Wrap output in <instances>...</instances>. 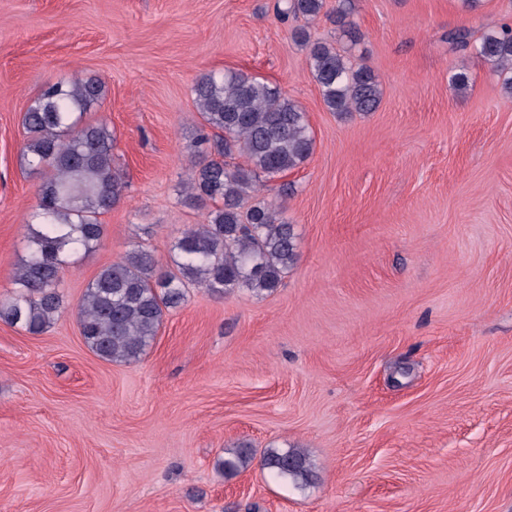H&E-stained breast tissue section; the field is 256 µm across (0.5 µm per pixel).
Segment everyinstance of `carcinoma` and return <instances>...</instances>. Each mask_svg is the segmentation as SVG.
<instances>
[{
  "label": "carcinoma",
  "instance_id": "cac0c4a2",
  "mask_svg": "<svg viewBox=\"0 0 512 512\" xmlns=\"http://www.w3.org/2000/svg\"><path fill=\"white\" fill-rule=\"evenodd\" d=\"M323 7L324 0H281L278 14L313 20ZM294 39L309 46L311 71L329 111L378 108L383 91L370 68L354 66L330 43H308L302 31L294 32ZM448 44L490 63L502 88L512 93V24L475 41L469 30L455 29L448 32ZM193 93L199 140L212 144L218 158L194 162L181 193L210 208L203 223L188 225L176 241L169 270L158 271L154 256L134 247L88 283L76 317L87 346L106 361H138L157 336L164 311L180 307L189 286L216 296L237 288L269 293L298 259L293 225L273 202L256 196L260 179L271 181L313 153L305 112L278 86L241 70L203 74ZM101 96V84L92 79L53 83L24 116L30 134L24 156L29 166L48 169L50 176L37 189L40 221L30 228L13 294L0 302V321L31 334L46 331L66 312L59 286L68 258L95 250L104 233L99 216L124 195L126 183L112 166L108 123H82ZM236 153L247 166L230 169L224 158ZM254 455L247 445L226 448L219 466L237 474ZM261 466L298 487L314 477V464L298 448H267Z\"/></svg>",
  "mask_w": 512,
  "mask_h": 512
}]
</instances>
